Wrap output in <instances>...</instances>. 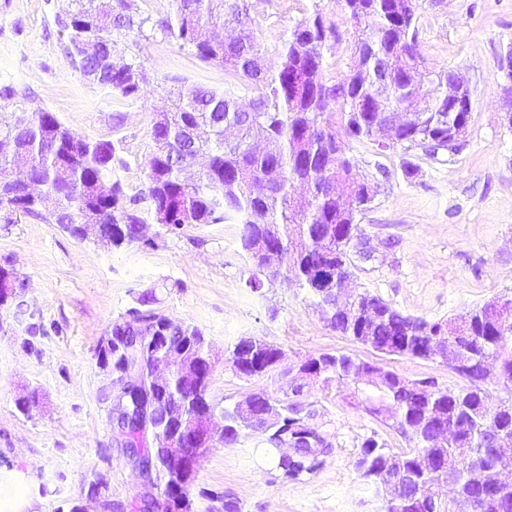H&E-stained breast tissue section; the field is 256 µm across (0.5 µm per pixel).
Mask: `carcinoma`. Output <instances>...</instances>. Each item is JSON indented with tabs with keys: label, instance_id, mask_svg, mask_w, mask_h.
<instances>
[{
	"label": "carcinoma",
	"instance_id": "1",
	"mask_svg": "<svg viewBox=\"0 0 512 512\" xmlns=\"http://www.w3.org/2000/svg\"><path fill=\"white\" fill-rule=\"evenodd\" d=\"M74 7L57 16L66 38L68 64L93 83L130 101L151 94L143 64L127 53L128 43L160 33L189 49L199 60L241 76L260 90L251 108L241 107L230 93L189 85L172 88L175 103L160 113L152 127L154 149L146 160V188L129 196L117 169L123 162L109 140L89 139L69 129L53 113L37 109L21 115L0 111V224L22 217L55 224L71 237L93 239L113 247L139 243L155 246L144 234L153 222L172 234L197 224L239 225L241 249L249 258L252 289L273 278L262 272L265 243L276 246L278 260L293 274L326 325L338 335L383 355L429 358L434 342L454 333L464 337L458 355L475 364L486 359L502 371L509 395L498 397L474 378L456 388L435 381L410 380L402 388L394 372L345 353L324 352L319 362L323 387L351 384L363 409L376 419L393 421L413 444L392 453L371 436L361 444L355 468L360 479L386 500L395 475L388 463L404 462L420 490L438 489L441 478L419 469L426 455L452 456L468 447L459 475L448 491L446 512H512V486L480 493L484 469L496 459V449L483 441L492 427L512 440V298L495 297L466 312L459 321H429L410 317L368 291L350 304L336 302L331 276L348 279L355 263L347 241L356 215L374 198L371 185L359 178L355 163L341 148L344 140L369 139L385 150L421 149L435 157L455 153L459 141L438 115L448 111V96L470 98L457 68L432 73L421 55L417 18L425 0H340L355 30L358 61L343 78L329 76L324 50L333 35L320 14L302 19L276 46V69L265 67L266 51L246 31V0H173L170 17L155 21L143 14L137 0H112V13L95 7V0H72ZM237 21L239 34L227 41L210 30ZM105 44L100 56L87 51L90 42ZM390 57L393 83L377 91L375 56ZM382 112H404L407 121L389 136L378 121ZM208 131L193 140L189 129ZM335 182L326 188L328 175ZM24 281L13 268L0 266V307L18 296ZM153 294L141 295L138 306L112 325L107 358L112 365L113 428L125 448L146 447V433L156 440L169 433L163 415L143 424L137 406L148 401L183 412L195 441L184 449L186 461L167 459L156 447L139 458L141 469L164 487L158 505L142 502L140 512H208L192 510L191 487L200 462L197 449L210 444L203 429L207 412L224 418V443H235L249 430L267 436L275 447L290 451L277 462L281 478L297 481L318 466L327 452L325 438L312 427L311 414L300 398L294 368L288 402L270 399L272 422L247 416L239 403L213 399L209 384L213 367L204 366L199 380H171L156 387L153 372L159 345L204 355L207 339L195 325L155 311ZM241 363L265 365L281 349L263 339L242 337L231 346ZM448 424V438L430 442V415Z\"/></svg>",
	"mask_w": 512,
	"mask_h": 512
}]
</instances>
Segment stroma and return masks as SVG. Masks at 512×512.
Segmentation results:
<instances>
[{
    "label": "stroma",
    "mask_w": 512,
    "mask_h": 512,
    "mask_svg": "<svg viewBox=\"0 0 512 512\" xmlns=\"http://www.w3.org/2000/svg\"><path fill=\"white\" fill-rule=\"evenodd\" d=\"M257 44L273 47L303 18L322 14L336 34L324 52L333 76L353 64V28L339 0H247ZM69 0H0V89L29 99H0L9 112H53L74 132L111 140L124 161L118 175L138 194L152 149L151 127L172 79L250 101L243 78L200 61L190 50L154 35L135 52L156 91L130 102L72 70L55 17ZM419 46L429 68L463 75L472 112L458 152L430 157L422 150L380 151L369 140L346 152L376 190L357 219L373 259L357 262L349 290H367L402 313L446 320L497 297H512V126L502 112L500 67L512 47V0H427ZM414 177H406L404 165ZM235 224H202L179 235L148 225L155 247L115 248L82 242L57 225L23 220L0 224V265L25 286L18 306L0 310V512H68L84 502L88 484L103 478L112 512H136L150 492L110 422L112 378L96 351L112 325L153 292L157 311L198 326L217 356L209 391L238 401L261 390L283 398L288 379L272 373L251 380L235 374L223 353L240 337L276 345L292 364L322 352L346 353L408 379L442 387L462 380L440 360L386 357L332 332L302 290L281 280L251 290L252 266ZM38 391L29 412L21 397ZM310 423L328 442L320 466L301 480L279 476L278 448L245 432L237 443L211 448L195 489L224 493L243 512H382L359 480L363 440L375 437L395 453L409 442L355 404L349 388L304 390Z\"/></svg>",
    "instance_id": "35a3bbf8"
}]
</instances>
